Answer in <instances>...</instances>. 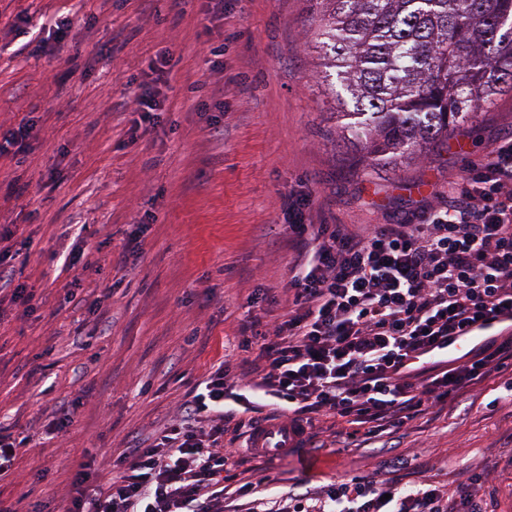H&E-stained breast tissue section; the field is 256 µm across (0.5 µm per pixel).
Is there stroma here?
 Returning a JSON list of instances; mask_svg holds the SVG:
<instances>
[{
    "mask_svg": "<svg viewBox=\"0 0 512 512\" xmlns=\"http://www.w3.org/2000/svg\"><path fill=\"white\" fill-rule=\"evenodd\" d=\"M323 9L224 0L208 21L200 0H0V137L35 125L25 149L0 152V225L19 227L0 250L41 301L30 315L0 302V432L26 441L1 501L61 512L75 459L107 477L242 335L281 313L297 254L288 195L310 196L317 224H417L512 138L503 95L426 155L363 172L312 47ZM164 49L163 112L115 111ZM494 396L429 410L371 447L248 451L240 468L277 493L355 475L453 490L483 462L499 468L496 512H512V404L489 408ZM59 401L74 420L54 434Z\"/></svg>",
    "mask_w": 512,
    "mask_h": 512,
    "instance_id": "stroma-1",
    "label": "stroma"
}]
</instances>
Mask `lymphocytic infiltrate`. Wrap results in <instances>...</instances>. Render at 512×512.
Returning a JSON list of instances; mask_svg holds the SVG:
<instances>
[{
    "label": "lymphocytic infiltrate",
    "instance_id": "lymphocytic-infiltrate-1",
    "mask_svg": "<svg viewBox=\"0 0 512 512\" xmlns=\"http://www.w3.org/2000/svg\"><path fill=\"white\" fill-rule=\"evenodd\" d=\"M308 208L294 195L283 206L300 246L285 312L240 339L238 364L205 374L153 443L124 449L106 483L78 471L64 512H224L219 473L235 453L219 437L230 402L251 411L267 401L294 427L311 413L336 417L337 436L363 445L491 379L512 402V333L432 376L413 366L466 328L512 315V139L470 163L422 223L314 224ZM493 475L475 467L454 498L429 479L364 476L278 496L261 483L246 490L249 512H489Z\"/></svg>",
    "mask_w": 512,
    "mask_h": 512
}]
</instances>
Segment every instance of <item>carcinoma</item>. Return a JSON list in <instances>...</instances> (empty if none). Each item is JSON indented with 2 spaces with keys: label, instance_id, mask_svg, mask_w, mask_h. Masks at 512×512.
<instances>
[{
  "label": "carcinoma",
  "instance_id": "carcinoma-1",
  "mask_svg": "<svg viewBox=\"0 0 512 512\" xmlns=\"http://www.w3.org/2000/svg\"><path fill=\"white\" fill-rule=\"evenodd\" d=\"M313 49L365 168L421 156L512 93V0H322Z\"/></svg>",
  "mask_w": 512,
  "mask_h": 512
}]
</instances>
